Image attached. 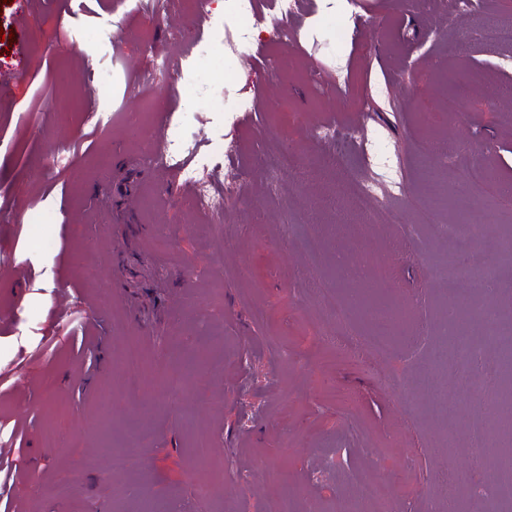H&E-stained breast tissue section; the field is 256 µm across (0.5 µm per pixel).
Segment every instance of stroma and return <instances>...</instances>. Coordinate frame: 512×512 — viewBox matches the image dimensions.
I'll list each match as a JSON object with an SVG mask.
<instances>
[{
  "label": "stroma",
  "instance_id": "1",
  "mask_svg": "<svg viewBox=\"0 0 512 512\" xmlns=\"http://www.w3.org/2000/svg\"><path fill=\"white\" fill-rule=\"evenodd\" d=\"M373 24L337 37L339 18L304 27L315 0L281 15L254 0L225 17L222 0H0V453L13 481L11 512H275L277 474L293 512H338L366 484L386 480L387 512H443L436 474L468 468L474 414L467 381H447L453 406L435 415L420 385L424 353L404 337L441 325L437 274L453 248L497 264V227L512 225V58L496 41L462 38L459 0L430 10L358 0ZM270 24L242 48L236 28ZM98 32L95 44L84 37ZM48 44L44 54L35 40ZM192 41L234 55L224 112L186 99L181 55ZM173 70L146 82L154 51ZM323 75L321 86L308 82ZM467 81L458 112L444 107ZM108 83L100 91V83ZM158 101L139 124L142 96ZM249 105L234 111L237 99ZM71 101L61 117L56 100ZM89 112H108L99 128ZM188 115L199 151L216 124L238 153L210 172L227 197L223 224L195 189L150 154L165 119ZM355 133L345 154L318 126ZM392 146L406 190L366 213L342 196L371 178L365 138ZM293 158L269 184L271 162ZM485 163L492 180L474 183ZM470 205L478 238L452 245L431 223L432 199ZM48 249H40L41 241ZM52 272L48 307L34 255ZM361 279L388 269L376 289L411 321L373 327L348 312L363 359L324 344L339 327L332 306L361 279L336 284L340 262ZM140 363L124 368L126 355ZM145 441H138L141 429ZM137 468L115 470L113 451ZM57 489L43 496V486Z\"/></svg>",
  "mask_w": 512,
  "mask_h": 512
}]
</instances>
